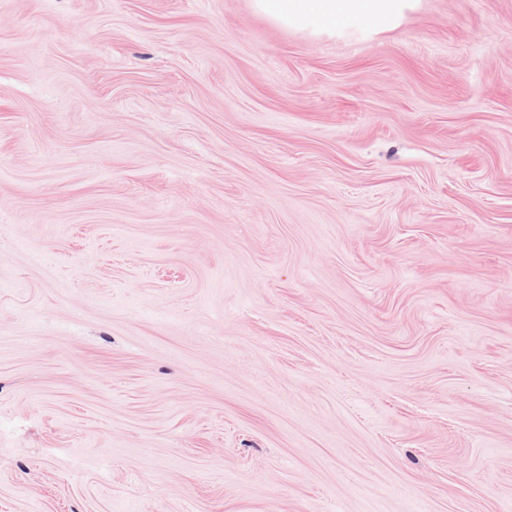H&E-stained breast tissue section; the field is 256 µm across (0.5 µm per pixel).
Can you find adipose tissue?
<instances>
[{
	"mask_svg": "<svg viewBox=\"0 0 512 512\" xmlns=\"http://www.w3.org/2000/svg\"><path fill=\"white\" fill-rule=\"evenodd\" d=\"M415 0H252L275 23L313 35L394 27Z\"/></svg>",
	"mask_w": 512,
	"mask_h": 512,
	"instance_id": "obj_1",
	"label": "adipose tissue"
}]
</instances>
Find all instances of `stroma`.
Masks as SVG:
<instances>
[{
	"mask_svg": "<svg viewBox=\"0 0 512 512\" xmlns=\"http://www.w3.org/2000/svg\"><path fill=\"white\" fill-rule=\"evenodd\" d=\"M0 512H512V0H0ZM275 23L312 35L394 27L418 0H251Z\"/></svg>",
	"mask_w": 512,
	"mask_h": 512,
	"instance_id": "stroma-1",
	"label": "stroma"
}]
</instances>
